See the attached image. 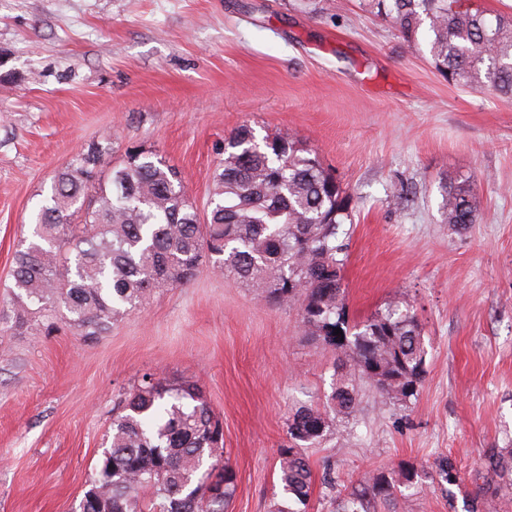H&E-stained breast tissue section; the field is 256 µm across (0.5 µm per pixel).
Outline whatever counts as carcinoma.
<instances>
[{
    "mask_svg": "<svg viewBox=\"0 0 512 512\" xmlns=\"http://www.w3.org/2000/svg\"><path fill=\"white\" fill-rule=\"evenodd\" d=\"M365 7L391 19L410 49L427 48L449 82L512 97V16L469 0H365ZM105 153L90 144L55 173L33 239L14 254L0 333H48L64 310L82 335L100 336L123 311L158 288L186 283L204 264L267 301L300 304L305 335L352 367L335 379L326 406L301 405L288 417V443L279 449L283 501L274 512H302L313 485L305 449L355 411L356 379L385 402L418 395L426 349L415 313L391 301L348 327L336 271L346 261L341 227L351 217L350 196L300 141L259 139L247 126L225 138L204 224L181 174L161 156L134 148L102 177ZM441 196L444 223L465 231L477 222L469 179L443 182ZM223 432L198 384L145 373L114 409L110 445L84 497L104 499L109 512H224L236 476L224 462ZM485 467L496 476L511 471L512 453L488 452ZM418 483L411 470L372 472L336 512H371L398 486Z\"/></svg>",
    "mask_w": 512,
    "mask_h": 512,
    "instance_id": "obj_1",
    "label": "carcinoma"
}]
</instances>
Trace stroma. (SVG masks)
<instances>
[{"instance_id":"35a3bbf8","label":"stroma","mask_w":512,"mask_h":512,"mask_svg":"<svg viewBox=\"0 0 512 512\" xmlns=\"http://www.w3.org/2000/svg\"><path fill=\"white\" fill-rule=\"evenodd\" d=\"M0 0V305L54 172L90 143L105 166L137 146L182 171L210 212L225 137L300 140L351 198L350 323L413 306L427 349L411 403L361 384L354 417L307 455L306 512H336L368 471H431L376 512H464L488 450L512 451V99L448 82L361 0ZM470 178L478 221L441 220L443 179ZM0 337V512H74L120 396L146 372L198 383L224 424L237 487L225 512H271L295 406L330 394L334 357L298 307L205 266L105 334L66 321ZM336 494L320 483L324 465Z\"/></svg>"}]
</instances>
